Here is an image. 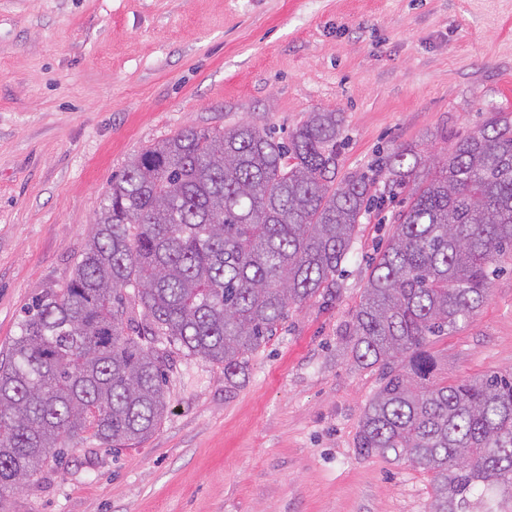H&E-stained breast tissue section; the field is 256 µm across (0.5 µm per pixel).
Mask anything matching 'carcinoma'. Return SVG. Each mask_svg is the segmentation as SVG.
<instances>
[{
    "label": "carcinoma",
    "instance_id": "cac0c4a2",
    "mask_svg": "<svg viewBox=\"0 0 512 512\" xmlns=\"http://www.w3.org/2000/svg\"><path fill=\"white\" fill-rule=\"evenodd\" d=\"M341 123L310 112L286 142L248 122L191 127L129 159L69 282L25 308L0 356L1 492L61 461L71 436H150L168 407L167 344L231 380L289 305L336 287L375 202L365 175L338 177ZM377 167L409 204L345 332L353 361L382 373L359 447L431 472L429 512H512V374L450 383L428 350L484 305L512 255V113L433 167L409 146Z\"/></svg>",
    "mask_w": 512,
    "mask_h": 512
}]
</instances>
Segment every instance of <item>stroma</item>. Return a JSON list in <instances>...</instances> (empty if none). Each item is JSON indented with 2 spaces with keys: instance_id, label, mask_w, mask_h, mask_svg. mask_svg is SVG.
<instances>
[{
  "instance_id": "obj_1",
  "label": "stroma",
  "mask_w": 512,
  "mask_h": 512,
  "mask_svg": "<svg viewBox=\"0 0 512 512\" xmlns=\"http://www.w3.org/2000/svg\"><path fill=\"white\" fill-rule=\"evenodd\" d=\"M343 117L340 174L379 151L442 158L512 112V0H0V352L63 287L128 158L174 132L250 122L287 135ZM396 229L359 224L335 293L290 305L244 375L170 347L168 409L145 440L75 437L0 512H428L430 472L361 452L377 370L343 334L369 259ZM438 378L512 374V257Z\"/></svg>"
}]
</instances>
